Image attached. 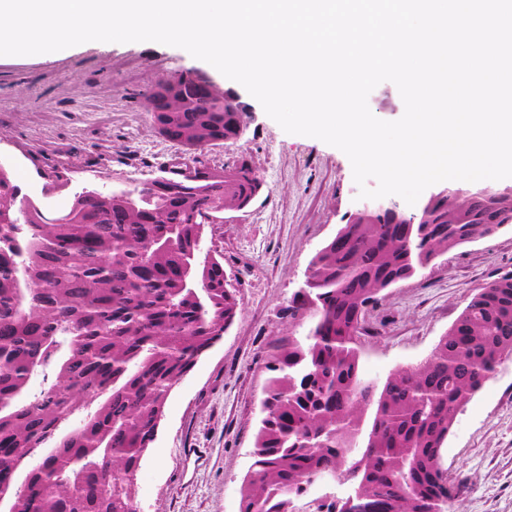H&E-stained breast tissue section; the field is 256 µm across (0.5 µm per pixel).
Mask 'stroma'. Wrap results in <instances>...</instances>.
<instances>
[{
  "label": "stroma",
  "mask_w": 512,
  "mask_h": 512,
  "mask_svg": "<svg viewBox=\"0 0 512 512\" xmlns=\"http://www.w3.org/2000/svg\"><path fill=\"white\" fill-rule=\"evenodd\" d=\"M207 76L243 109L237 140L190 153L155 130L144 94L180 74ZM198 168L248 163L262 181L252 203L226 212L216 243L236 290L233 325L175 385L136 474L138 512H239L253 463L271 341L304 338L288 306L314 255L355 213L349 158L286 133L239 83L184 49L156 42H86L63 54L0 59V168L25 202L65 214L86 190L160 177L179 159ZM512 271V226L459 246L379 295L359 344V372L376 387L423 363L477 288ZM460 490L447 512H512V360L458 413L442 450ZM353 485L315 480L291 512H316Z\"/></svg>",
  "instance_id": "35a3bbf8"
}]
</instances>
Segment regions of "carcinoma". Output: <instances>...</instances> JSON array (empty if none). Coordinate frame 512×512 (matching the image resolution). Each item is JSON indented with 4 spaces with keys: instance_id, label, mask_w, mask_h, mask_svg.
<instances>
[{
    "instance_id": "cac0c4a2",
    "label": "carcinoma",
    "mask_w": 512,
    "mask_h": 512,
    "mask_svg": "<svg viewBox=\"0 0 512 512\" xmlns=\"http://www.w3.org/2000/svg\"><path fill=\"white\" fill-rule=\"evenodd\" d=\"M158 133L187 149L237 137L239 104L174 77L145 94ZM262 183L247 163L178 170L79 196L62 221L23 208L0 169V512H137L134 480L166 400L231 326L224 256L203 250L224 210ZM421 224L370 214L312 258L307 336L272 344L265 416L240 512H288L317 478L354 494L317 512H443L456 493L442 448L462 407L512 359V271L478 288L423 364L380 392L359 375L358 318L391 285L512 224V190H448ZM51 367L39 394L31 379ZM375 407L367 440L362 418Z\"/></svg>"
}]
</instances>
